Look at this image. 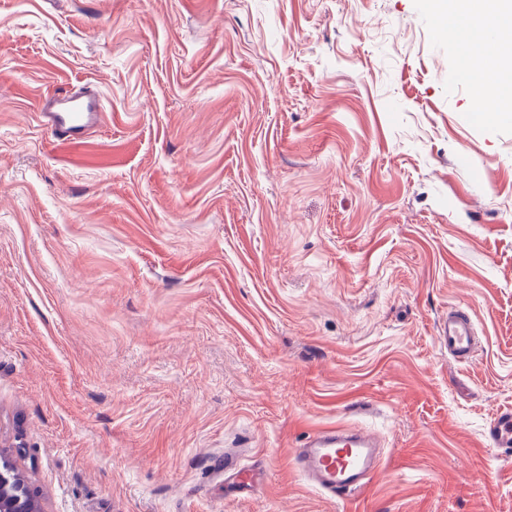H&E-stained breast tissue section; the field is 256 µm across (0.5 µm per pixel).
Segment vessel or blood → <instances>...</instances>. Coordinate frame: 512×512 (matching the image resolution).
Returning <instances> with one entry per match:
<instances>
[{"mask_svg": "<svg viewBox=\"0 0 512 512\" xmlns=\"http://www.w3.org/2000/svg\"><path fill=\"white\" fill-rule=\"evenodd\" d=\"M100 103L93 92L81 94L62 88L42 106L40 118L54 138L78 145L87 129L97 124ZM438 340L455 361L471 360L475 344L472 317L467 309L449 310L438 328ZM487 440L497 449L512 448V410L498 412L487 431ZM380 440L364 431L345 427H327L307 435L293 451L298 469L313 485L331 497L351 501L360 495L383 462ZM213 472L224 474L240 491L255 485L253 470L240 465L236 454L228 452L214 458Z\"/></svg>", "mask_w": 512, "mask_h": 512, "instance_id": "1", "label": "vessel or blood"}]
</instances>
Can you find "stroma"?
<instances>
[{
    "mask_svg": "<svg viewBox=\"0 0 512 512\" xmlns=\"http://www.w3.org/2000/svg\"><path fill=\"white\" fill-rule=\"evenodd\" d=\"M431 5L0 0V449L43 512H512V123ZM329 426L390 450L346 503L291 456ZM99 110L100 103L92 91L76 94L62 88L43 104L40 118L56 140L78 145L83 142L84 132L97 124ZM437 338L448 350V355L457 362H468L472 358L475 331L472 317L467 309L456 307L448 311V318L440 323ZM487 440L492 448H512V410L498 412L487 431ZM210 467L214 473L224 472V479H231L232 484L242 492L252 490L255 485L253 470L241 466L236 454L232 452H224V457L214 458Z\"/></svg>",
    "mask_w": 512,
    "mask_h": 512,
    "instance_id": "obj_1",
    "label": "stroma"
}]
</instances>
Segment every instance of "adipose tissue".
<instances>
[{"mask_svg": "<svg viewBox=\"0 0 512 512\" xmlns=\"http://www.w3.org/2000/svg\"><path fill=\"white\" fill-rule=\"evenodd\" d=\"M433 0L432 15L460 48L459 68L468 74L481 105L477 113L484 121L512 120V68L503 69L505 59L498 47L486 40L488 30H497L512 43V0Z\"/></svg>", "mask_w": 512, "mask_h": 512, "instance_id": "ef3b65f1", "label": "adipose tissue"}]
</instances>
